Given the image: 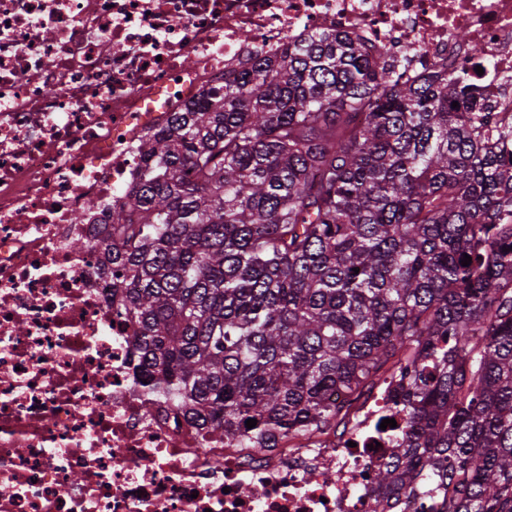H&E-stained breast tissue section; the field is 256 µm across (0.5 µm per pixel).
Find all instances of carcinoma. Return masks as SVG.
Wrapping results in <instances>:
<instances>
[{
	"label": "carcinoma",
	"mask_w": 512,
	"mask_h": 512,
	"mask_svg": "<svg viewBox=\"0 0 512 512\" xmlns=\"http://www.w3.org/2000/svg\"><path fill=\"white\" fill-rule=\"evenodd\" d=\"M394 69L316 32L172 113L101 274L149 399L262 453L347 425L384 370L382 510L512 512V127L463 71Z\"/></svg>",
	"instance_id": "cac0c4a2"
}]
</instances>
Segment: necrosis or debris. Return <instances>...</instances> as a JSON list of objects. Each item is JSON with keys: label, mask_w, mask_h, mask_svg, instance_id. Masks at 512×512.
<instances>
[{"label": "necrosis or debris", "mask_w": 512, "mask_h": 512, "mask_svg": "<svg viewBox=\"0 0 512 512\" xmlns=\"http://www.w3.org/2000/svg\"><path fill=\"white\" fill-rule=\"evenodd\" d=\"M335 29L405 79L466 70L512 122V0H0V512H373L390 445L256 453L148 401L100 273L142 142L250 57Z\"/></svg>", "instance_id": "necrosis-or-debris-1"}]
</instances>
